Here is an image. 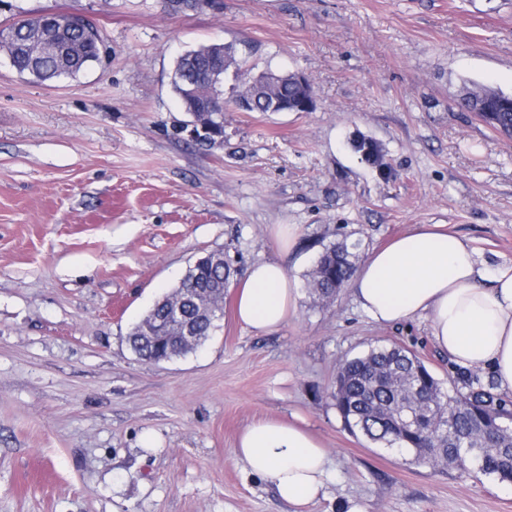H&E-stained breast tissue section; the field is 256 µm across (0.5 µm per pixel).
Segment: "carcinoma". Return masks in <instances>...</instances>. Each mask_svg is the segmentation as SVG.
<instances>
[{"label": "carcinoma", "instance_id": "obj_1", "mask_svg": "<svg viewBox=\"0 0 512 512\" xmlns=\"http://www.w3.org/2000/svg\"><path fill=\"white\" fill-rule=\"evenodd\" d=\"M20 46L5 41L0 52H13V66L21 74L34 72L40 81L77 76L98 60L103 39L97 28L86 27L72 14L40 17L37 25L17 29ZM215 49L209 45L187 51L196 60L197 81L204 83L213 65ZM225 69H233V89L249 96L253 111H268L272 98L290 101L299 93L293 80L263 88L249 85V70L237 48L224 45ZM512 95L478 86L459 106L473 112L494 130L512 137V109L498 103ZM357 244L345 240L325 245L308 274L309 292L331 303L357 270ZM232 268L204 265L183 277L179 288L186 299L187 320L194 333L210 336L219 311L199 304L217 297L228 287ZM143 327L128 333V343L140 359L149 358L155 346L143 339ZM331 397L354 434L389 448L399 447L413 460L434 469L454 468L501 483H512V396L498 391L494 376L448 362V380L436 377L417 351L399 343L370 347L340 361Z\"/></svg>", "mask_w": 512, "mask_h": 512}]
</instances>
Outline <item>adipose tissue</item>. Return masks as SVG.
Listing matches in <instances>:
<instances>
[{"instance_id":"ef3b65f1","label":"adipose tissue","mask_w":512,"mask_h":512,"mask_svg":"<svg viewBox=\"0 0 512 512\" xmlns=\"http://www.w3.org/2000/svg\"><path fill=\"white\" fill-rule=\"evenodd\" d=\"M349 286L375 323L397 325L426 314L436 347L457 364L493 372L499 391L512 393V265L487 273L463 237L421 224L374 250ZM298 281L286 260L251 265L235 297V316L261 332L293 314ZM234 454L295 508L323 487L329 455L296 423L264 419L239 434Z\"/></svg>"}]
</instances>
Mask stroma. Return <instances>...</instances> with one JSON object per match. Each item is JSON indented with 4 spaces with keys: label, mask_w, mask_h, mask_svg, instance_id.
Segmentation results:
<instances>
[{
    "label": "stroma",
    "mask_w": 512,
    "mask_h": 512,
    "mask_svg": "<svg viewBox=\"0 0 512 512\" xmlns=\"http://www.w3.org/2000/svg\"><path fill=\"white\" fill-rule=\"evenodd\" d=\"M43 12L90 16L106 50L46 82L0 53V512H292L233 455L261 419L329 451L303 512H512L511 483L375 445L329 396L338 361L374 342L446 378L428 316L379 325L347 287L328 305L300 289L269 333L233 308L248 267L279 258L278 224L298 227L300 280L324 244L364 259L419 224L512 264V138L459 107L478 86L512 94V0H0V25ZM213 42L239 44L252 74H303L314 111L228 102L223 145L193 141L174 63ZM213 251L235 276L212 335L138 360L131 327Z\"/></svg>",
    "instance_id": "1"
}]
</instances>
